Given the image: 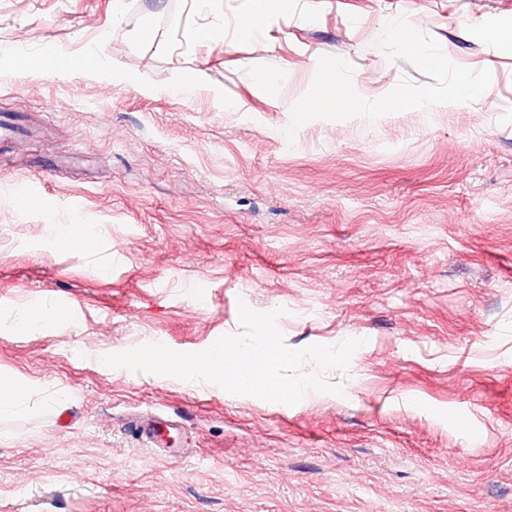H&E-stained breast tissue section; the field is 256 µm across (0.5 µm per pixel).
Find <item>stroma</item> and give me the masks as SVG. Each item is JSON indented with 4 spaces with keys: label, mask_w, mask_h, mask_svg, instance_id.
Returning a JSON list of instances; mask_svg holds the SVG:
<instances>
[{
    "label": "stroma",
    "mask_w": 512,
    "mask_h": 512,
    "mask_svg": "<svg viewBox=\"0 0 512 512\" xmlns=\"http://www.w3.org/2000/svg\"><path fill=\"white\" fill-rule=\"evenodd\" d=\"M251 6L0 0V512H512V0H278L245 39ZM87 55L123 83L62 74ZM332 71L350 102L297 119ZM242 302L293 349L360 340L341 394L103 362L205 350ZM131 429L145 446L153 448L167 459L177 461L182 458L179 449L173 448L174 443L170 442L177 432L172 423L151 414H144L133 422Z\"/></svg>",
    "instance_id": "stroma-1"
}]
</instances>
